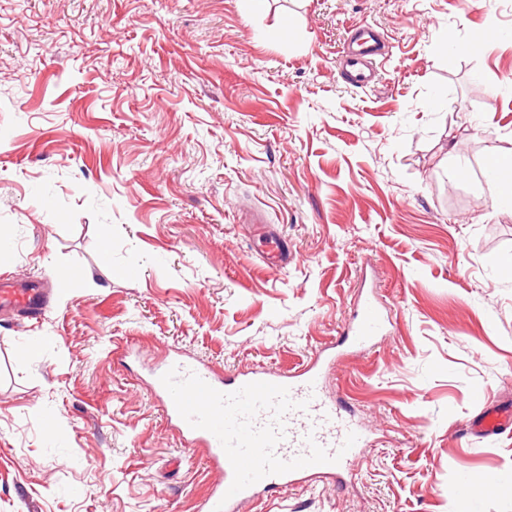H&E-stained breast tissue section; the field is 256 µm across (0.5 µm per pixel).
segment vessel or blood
I'll use <instances>...</instances> for the list:
<instances>
[{
  "label": "vessel or blood",
  "mask_w": 512,
  "mask_h": 512,
  "mask_svg": "<svg viewBox=\"0 0 512 512\" xmlns=\"http://www.w3.org/2000/svg\"><path fill=\"white\" fill-rule=\"evenodd\" d=\"M345 74L357 88L373 82L369 40L346 52ZM45 306L39 288L0 287V309L36 312ZM383 326L378 301L365 296L345 339L353 347L366 345L381 335ZM334 354V348H327L313 363L287 375L255 371L222 381L186 360L156 374L154 387L167 417L187 440L203 444L211 468L220 475L201 512H237L259 490L343 471L363 455L368 438L362 427L324 392L322 379ZM476 426L502 434L512 428V410L485 409Z\"/></svg>",
  "instance_id": "obj_1"
}]
</instances>
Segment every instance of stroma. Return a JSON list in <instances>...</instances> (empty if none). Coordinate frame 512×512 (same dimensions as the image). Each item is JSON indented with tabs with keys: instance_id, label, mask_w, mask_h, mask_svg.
<instances>
[{
	"instance_id": "stroma-1",
	"label": "stroma",
	"mask_w": 512,
	"mask_h": 512,
	"mask_svg": "<svg viewBox=\"0 0 512 512\" xmlns=\"http://www.w3.org/2000/svg\"><path fill=\"white\" fill-rule=\"evenodd\" d=\"M511 149L512 0H0V279L51 289L0 311V512H197L155 370L295 371L367 283L391 326L325 389L370 445L241 512H458L466 479L512 512V433L470 430L512 408ZM356 43L355 49H349L345 53V74L350 85L363 88L373 82L376 76L373 48L370 42L373 41L370 34L363 33Z\"/></svg>"
}]
</instances>
